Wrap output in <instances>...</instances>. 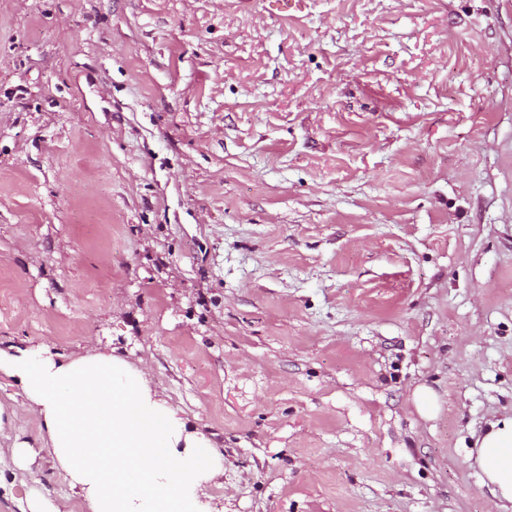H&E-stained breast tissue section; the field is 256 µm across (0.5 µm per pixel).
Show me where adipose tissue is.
Here are the masks:
<instances>
[{"label":"adipose tissue","mask_w":512,"mask_h":512,"mask_svg":"<svg viewBox=\"0 0 512 512\" xmlns=\"http://www.w3.org/2000/svg\"><path fill=\"white\" fill-rule=\"evenodd\" d=\"M87 512H207L198 489L224 473L219 455L155 397L148 373L104 352L62 361L40 347L0 352ZM480 466L512 502V418L492 423Z\"/></svg>","instance_id":"ef3b65f1"}]
</instances>
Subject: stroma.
<instances>
[{"label":"stroma","instance_id":"1","mask_svg":"<svg viewBox=\"0 0 512 512\" xmlns=\"http://www.w3.org/2000/svg\"><path fill=\"white\" fill-rule=\"evenodd\" d=\"M12 346L149 369L208 512H512V0H0ZM0 406V512H83ZM412 398L416 411L423 418H433L439 412L440 405L438 396L429 386H417L413 391ZM478 448L487 480L501 498L512 502V418L492 423Z\"/></svg>","mask_w":512,"mask_h":512}]
</instances>
